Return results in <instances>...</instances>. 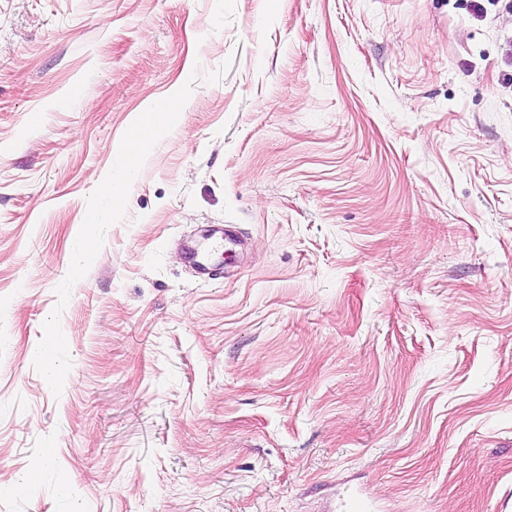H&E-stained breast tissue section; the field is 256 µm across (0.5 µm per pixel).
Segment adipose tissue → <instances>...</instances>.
Returning <instances> with one entry per match:
<instances>
[{
  "label": "adipose tissue",
  "instance_id": "1",
  "mask_svg": "<svg viewBox=\"0 0 512 512\" xmlns=\"http://www.w3.org/2000/svg\"><path fill=\"white\" fill-rule=\"evenodd\" d=\"M184 107V96L178 86L141 104L120 147L122 163L97 181L99 189L110 198L113 209L122 207L125 190L137 177L153 144L179 122Z\"/></svg>",
  "mask_w": 512,
  "mask_h": 512
}]
</instances>
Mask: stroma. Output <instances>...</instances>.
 <instances>
[{
	"mask_svg": "<svg viewBox=\"0 0 512 512\" xmlns=\"http://www.w3.org/2000/svg\"><path fill=\"white\" fill-rule=\"evenodd\" d=\"M486 9L0 0V482L31 477L0 512H512V0ZM177 84L113 211L114 144ZM217 224L205 283L180 243Z\"/></svg>",
	"mask_w": 512,
	"mask_h": 512,
	"instance_id": "1",
	"label": "stroma"
}]
</instances>
